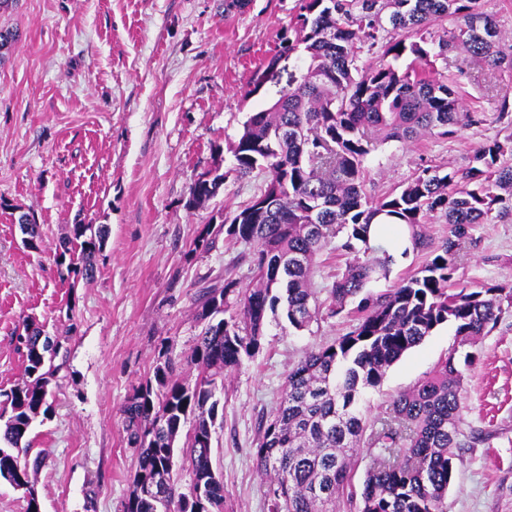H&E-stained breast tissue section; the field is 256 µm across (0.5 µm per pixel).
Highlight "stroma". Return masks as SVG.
<instances>
[{"mask_svg":"<svg viewBox=\"0 0 512 512\" xmlns=\"http://www.w3.org/2000/svg\"><path fill=\"white\" fill-rule=\"evenodd\" d=\"M9 0L0 30L20 37L0 61V390L22 377L16 335L24 321L68 333L53 378L52 408L28 439L40 458L41 512H123L136 455L119 409L152 377L161 354L180 360L201 325V284L232 270L249 288L247 265L230 268L239 246L191 252L204 225L221 224L265 184L255 174L227 179L203 206L189 207L197 178L229 168L230 147L260 98L243 94L256 68L276 53L296 0ZM437 70L460 89L483 124L456 135L377 146L365 160L366 188L400 189L423 165L466 169L479 146L504 140L496 100L512 93V71L485 77L482 64L449 53ZM33 215L41 250L27 249L17 224ZM109 230L96 275L71 288L57 271L55 245L72 225ZM469 287L512 283V221L477 224L456 260ZM344 318L297 331L269 315L260 352L243 359L217 396L224 419L212 462L223 476L222 512H268L256 471L258 424L271 416L289 370L305 352L347 332ZM458 345L438 327L366 389L369 416L388 411L399 391L426 378ZM465 373L463 432L479 441L456 451L448 512H512L499 483L512 464V306L474 348Z\"/></svg>","mask_w":512,"mask_h":512,"instance_id":"obj_1","label":"stroma"}]
</instances>
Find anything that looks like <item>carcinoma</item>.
Returning <instances> with one entry per match:
<instances>
[{
  "mask_svg": "<svg viewBox=\"0 0 512 512\" xmlns=\"http://www.w3.org/2000/svg\"><path fill=\"white\" fill-rule=\"evenodd\" d=\"M479 0H298L290 35L252 76L244 97L272 95L242 124L227 171L191 189L188 205L213 198L224 180L253 173L267 176L260 193L220 229L205 225L194 249L212 250L217 236L244 246L254 286L224 275L195 297L204 322L184 358L194 383L174 378L170 358L153 377L133 388L121 407L128 447L137 457L124 512H196L224 505V480L212 463V430L218 415V383L262 348L267 313L282 308L297 331L323 316L347 312L348 332L312 350L289 372L281 401L258 425L256 468L267 483L269 512H447L445 499L455 473L461 437V366L473 364L452 350L434 371L397 393L386 417L370 419L361 392L382 381L387 369L437 327L455 326L459 345H474L496 327L503 304L512 306V284L468 288L455 280L456 254L474 224L512 219V137L476 148L465 171L418 168L398 192L375 199L365 187L364 160L386 142L410 143L426 135L452 136L480 125L483 114L465 110L458 91L437 75L436 59L450 51L491 71L512 70V53L501 49L503 33ZM450 21L436 40L429 28ZM294 56L298 71L288 89L263 86L267 70ZM375 62L361 64L363 55ZM25 245L40 249L34 217ZM433 220L448 225L435 243L423 231ZM374 224H397L410 246L398 250L371 236ZM349 256L344 270L318 297L313 277L318 255L334 241ZM105 226L74 224L56 245L61 275L71 287L91 281L95 255L106 245ZM425 263L393 287L375 293L410 252ZM24 374L0 391V479L24 491L27 512H40L39 458H29L27 436L47 413L48 385L62 348L44 330L24 325ZM183 446H178L180 438ZM375 452L362 485L354 484L358 451ZM190 460L189 491H178V453ZM165 478L166 502L144 496Z\"/></svg>",
  "mask_w": 512,
  "mask_h": 512,
  "instance_id": "cac0c4a2",
  "label": "carcinoma"
}]
</instances>
